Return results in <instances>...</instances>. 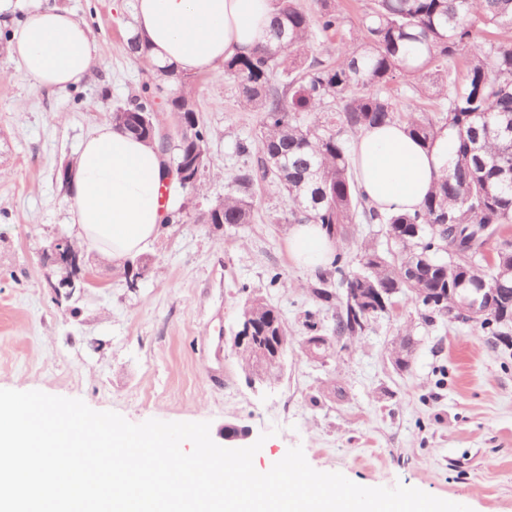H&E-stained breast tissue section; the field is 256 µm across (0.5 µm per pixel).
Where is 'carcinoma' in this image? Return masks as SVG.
I'll return each mask as SVG.
<instances>
[{
  "mask_svg": "<svg viewBox=\"0 0 512 512\" xmlns=\"http://www.w3.org/2000/svg\"><path fill=\"white\" fill-rule=\"evenodd\" d=\"M312 15L304 0H276L272 42L248 56L224 61L247 108L261 114L256 142H241V154L256 151V167L235 174L224 194V209L204 214L207 223L229 226L252 219V189L269 181L288 194L290 224H319L341 247L354 224H383L401 259L388 260L361 247L359 266L336 254L329 271L317 276L312 296L336 304V338L363 335L373 319L405 297L427 318L448 316V303L419 297H448L450 288L512 289V0H368L349 39L341 37L345 16L330 0ZM321 38L336 59L311 56ZM464 56L457 72L449 62ZM178 88L167 102L177 120L190 119L195 103L184 91L188 77L152 65ZM402 80L414 91L440 99L436 111L410 108L388 93ZM155 89L148 80L112 123L123 126V112L155 111ZM404 123L409 135L431 145L448 129L453 166L412 213L387 215L371 207L359 191L349 162L348 138L363 129ZM200 142L177 140L171 147L180 167L200 157ZM202 158V157H200ZM208 158H202L205 171ZM450 224H506L491 240L493 263L450 257L455 247ZM367 299L356 304V294ZM485 313L475 325L496 341L512 329V308L502 312L496 299L482 301ZM237 344L248 379L279 378L283 358L270 344L287 335L279 311L250 293L241 309Z\"/></svg>",
  "mask_w": 512,
  "mask_h": 512,
  "instance_id": "cac0c4a2",
  "label": "carcinoma"
}]
</instances>
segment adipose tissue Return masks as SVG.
<instances>
[{
	"label": "adipose tissue",
	"mask_w": 512,
	"mask_h": 512,
	"mask_svg": "<svg viewBox=\"0 0 512 512\" xmlns=\"http://www.w3.org/2000/svg\"><path fill=\"white\" fill-rule=\"evenodd\" d=\"M273 0H135L134 33L160 65L186 73L222 69L226 58L268 44ZM10 53L41 88L78 83L98 62L87 26L71 12L44 4L27 11ZM359 190L383 214L418 209L448 164V137L430 147L396 123L362 131L351 147ZM165 169L159 150L104 123L84 136L71 181L70 212L87 249L119 260L143 250L159 233ZM288 255L317 270L334 246L317 224L294 225Z\"/></svg>",
	"instance_id": "1"
}]
</instances>
